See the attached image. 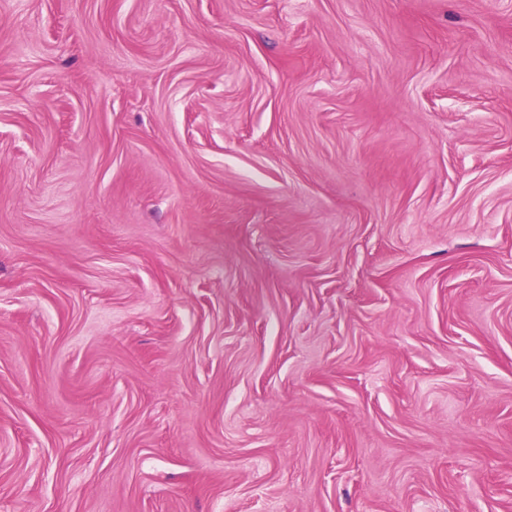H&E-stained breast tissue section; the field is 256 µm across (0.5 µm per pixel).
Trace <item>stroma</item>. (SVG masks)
Listing matches in <instances>:
<instances>
[{
    "mask_svg": "<svg viewBox=\"0 0 512 512\" xmlns=\"http://www.w3.org/2000/svg\"><path fill=\"white\" fill-rule=\"evenodd\" d=\"M0 512H512V0H0Z\"/></svg>",
    "mask_w": 512,
    "mask_h": 512,
    "instance_id": "obj_1",
    "label": "stroma"
}]
</instances>
